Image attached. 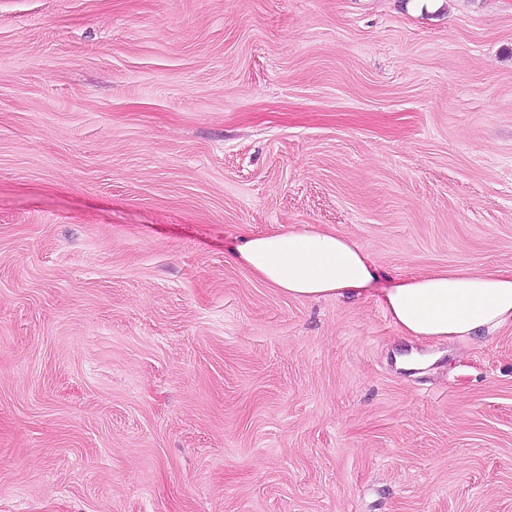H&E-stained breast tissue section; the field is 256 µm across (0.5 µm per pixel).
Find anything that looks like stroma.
Segmentation results:
<instances>
[{"label":"stroma","mask_w":512,"mask_h":512,"mask_svg":"<svg viewBox=\"0 0 512 512\" xmlns=\"http://www.w3.org/2000/svg\"><path fill=\"white\" fill-rule=\"evenodd\" d=\"M334 231L290 298L240 237ZM512 267V0H0V512H512V326L423 350L400 280ZM235 256L269 287L296 299L361 295L379 279L370 257L354 242L310 226L247 236Z\"/></svg>","instance_id":"obj_1"}]
</instances>
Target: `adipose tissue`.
<instances>
[{
    "instance_id": "ef3b65f1",
    "label": "adipose tissue",
    "mask_w": 512,
    "mask_h": 512,
    "mask_svg": "<svg viewBox=\"0 0 512 512\" xmlns=\"http://www.w3.org/2000/svg\"><path fill=\"white\" fill-rule=\"evenodd\" d=\"M235 256L269 287L296 299L368 292L376 266L354 242L308 227L241 239ZM381 303L397 330L423 342L463 341L512 325V268H445L385 289Z\"/></svg>"
}]
</instances>
